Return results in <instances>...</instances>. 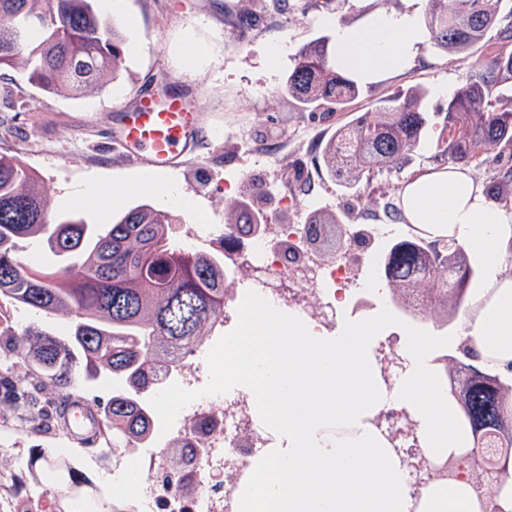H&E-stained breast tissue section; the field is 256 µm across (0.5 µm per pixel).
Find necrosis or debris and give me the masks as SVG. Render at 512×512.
Instances as JSON below:
<instances>
[{
    "label": "necrosis or debris",
    "mask_w": 512,
    "mask_h": 512,
    "mask_svg": "<svg viewBox=\"0 0 512 512\" xmlns=\"http://www.w3.org/2000/svg\"><path fill=\"white\" fill-rule=\"evenodd\" d=\"M205 236L223 243L226 278L235 277L237 264H249L255 271L256 294L294 309L317 331L336 329L339 318L345 315L362 319L377 306L390 302L388 293L367 287L361 278L364 268H375V254L349 249L336 259L324 260L311 254L298 263L285 259L277 242L287 237L295 245H302L304 225L269 224L257 237L235 236L217 224H190L180 243L190 248ZM404 343V336L394 330L381 336L372 349L374 376L385 390H392L406 371ZM217 409L223 414V429L206 436L194 433V424ZM177 421V439L203 451L192 483L181 492L167 487L156 477L163 459L148 454L141 467L144 478L127 497L134 512H239L241 475L254 469L274 445L271 434L255 417L252 397L242 395L220 402L205 396L184 407ZM367 422L406 477L409 512H424L432 494L458 484L472 486L475 496L474 501L465 502L464 512H494L493 500L474 485L470 456L463 454L452 461L447 455L430 452L410 413L400 403L375 408Z\"/></svg>",
    "instance_id": "obj_1"
}]
</instances>
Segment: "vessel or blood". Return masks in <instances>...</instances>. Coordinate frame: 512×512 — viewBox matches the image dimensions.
Masks as SVG:
<instances>
[{
	"mask_svg": "<svg viewBox=\"0 0 512 512\" xmlns=\"http://www.w3.org/2000/svg\"><path fill=\"white\" fill-rule=\"evenodd\" d=\"M206 135L198 113L186 98L169 91L162 96L138 95L120 112L113 139L133 163L172 173L182 167L184 158ZM51 417L82 443L94 442L101 432L96 407L69 393L56 400Z\"/></svg>",
	"mask_w": 512,
	"mask_h": 512,
	"instance_id": "1",
	"label": "vessel or blood"
}]
</instances>
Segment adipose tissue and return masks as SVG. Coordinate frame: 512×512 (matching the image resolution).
Segmentation results:
<instances>
[{
  "mask_svg": "<svg viewBox=\"0 0 512 512\" xmlns=\"http://www.w3.org/2000/svg\"><path fill=\"white\" fill-rule=\"evenodd\" d=\"M417 2L407 0L400 13L373 14L360 27L337 28V69L368 84L409 68L428 38ZM401 200L408 223L448 226L457 242L483 253L485 279L497 294L485 315L464 319L461 329L480 347L512 351V279H502L504 260L498 251L512 236V206L489 199L453 165L415 177Z\"/></svg>",
  "mask_w": 512,
  "mask_h": 512,
  "instance_id": "adipose-tissue-1",
  "label": "adipose tissue"
}]
</instances>
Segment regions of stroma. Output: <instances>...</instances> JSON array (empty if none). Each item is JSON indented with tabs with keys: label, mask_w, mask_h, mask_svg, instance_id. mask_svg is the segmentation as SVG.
I'll return each instance as SVG.
<instances>
[{
	"label": "stroma",
	"mask_w": 512,
	"mask_h": 512,
	"mask_svg": "<svg viewBox=\"0 0 512 512\" xmlns=\"http://www.w3.org/2000/svg\"><path fill=\"white\" fill-rule=\"evenodd\" d=\"M102 19L124 38L125 61L115 79L83 97L62 90L47 93L27 80L23 66L0 70V153L19 155L41 177L51 212H77L88 223L111 221L147 204L171 213L173 235L184 225L223 223L228 205L243 197L247 181L263 191L262 211L271 224H301L316 209L342 207L359 226L392 224L388 200L399 197L404 183L429 168L447 165L435 136L448 121V102L477 72V60L508 50L496 32L468 51L448 55L425 45L416 66L374 85L360 88L344 112H304L279 89L298 49L319 37H334L339 24L360 23L368 11L403 10V0H253L252 18L241 14L242 0H96ZM423 85L428 130L410 164L382 172L357 189L337 187L315 165L320 146L338 124L356 112L409 86ZM175 88L199 112L220 140H204L187 157L182 173L154 174L130 164L112 140L121 109L145 91ZM172 181L190 200L181 207L161 189ZM100 185L102 197L74 200L75 190ZM371 196L359 205L358 195ZM23 384L41 402L27 421L11 420L4 392ZM56 389L24 365L0 368V476H26L24 463L40 448H52L84 463L96 484L126 494L114 471L135 467L141 454L157 451L163 436L118 455L110 435L92 447L73 443L60 428H50Z\"/></svg>",
	"instance_id": "1"
}]
</instances>
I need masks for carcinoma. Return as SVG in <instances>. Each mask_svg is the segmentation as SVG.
<instances>
[{
    "label": "carcinoma",
    "instance_id": "1",
    "mask_svg": "<svg viewBox=\"0 0 512 512\" xmlns=\"http://www.w3.org/2000/svg\"><path fill=\"white\" fill-rule=\"evenodd\" d=\"M425 26L431 43L447 54L481 42L497 28L512 41V23L502 24V0H429ZM24 59L29 80L46 92L75 96L97 91L123 63L121 35L101 21L95 0H0V69ZM474 79L448 101V123L436 148L453 164L478 167L512 144V99L492 98L491 88L512 82V54L477 62ZM283 91L302 107L338 112L360 95L358 82L336 70L326 39L304 45ZM426 89L414 85L387 99L376 112H361L336 126L316 157L341 187L356 186L378 170L402 166L420 146L427 127ZM499 200L512 196V169L487 185ZM262 200L257 187L249 202L230 207L232 233L253 232L250 205ZM341 208L317 210L306 220L312 253L339 256L352 241ZM175 219L148 205L109 223L90 224L73 214L48 210L40 176L17 155H0V315L5 305L34 313L69 315L66 337L33 324L0 326V363L23 361L56 389L101 377L120 383L102 403V427L112 446L135 448L153 439L155 421L143 397L180 358L207 344L224 315V253L180 247ZM33 240L57 262L39 267L19 256L20 242ZM382 267L392 303L407 322L432 317L448 334L462 317L475 318L484 303L483 262L448 236V228L418 224L413 233L386 246ZM431 365L448 375L444 394L477 455L492 496L512 497V355L488 358L471 340L452 341L432 353ZM34 504L50 497L54 512H124L120 496L97 487L76 464L43 448L27 465Z\"/></svg>",
    "mask_w": 512,
    "mask_h": 512
}]
</instances>
